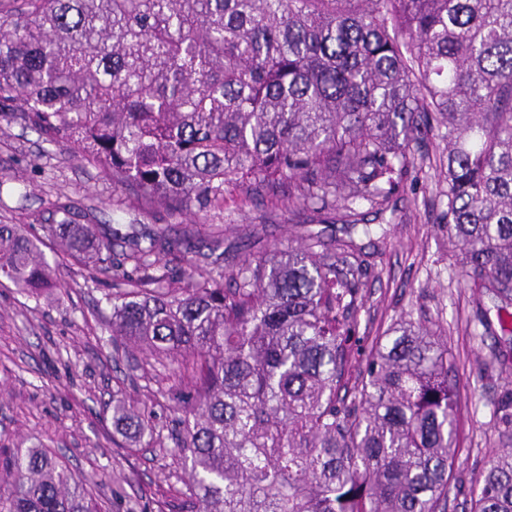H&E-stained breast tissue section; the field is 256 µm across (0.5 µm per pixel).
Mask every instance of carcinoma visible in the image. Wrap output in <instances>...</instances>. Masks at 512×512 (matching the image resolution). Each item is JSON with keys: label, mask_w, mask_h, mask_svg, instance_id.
Listing matches in <instances>:
<instances>
[{"label": "carcinoma", "mask_w": 512, "mask_h": 512, "mask_svg": "<svg viewBox=\"0 0 512 512\" xmlns=\"http://www.w3.org/2000/svg\"><path fill=\"white\" fill-rule=\"evenodd\" d=\"M15 114L175 220L123 234L60 206L41 239L0 224V277L60 296L45 239L92 282L111 273L112 361L171 382L185 512H444L458 408L444 337L397 324L355 377L354 264L309 233L226 271L210 220L240 190L341 210L351 235L355 206L382 208L410 144L442 128L444 228L512 341V0H22L0 7V115ZM112 426L156 437L123 390ZM1 472L0 512H102L40 446L0 448ZM471 493V512H512V446Z\"/></svg>", "instance_id": "carcinoma-1"}]
</instances>
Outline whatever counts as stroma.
I'll return each mask as SVG.
<instances>
[{
    "mask_svg": "<svg viewBox=\"0 0 512 512\" xmlns=\"http://www.w3.org/2000/svg\"><path fill=\"white\" fill-rule=\"evenodd\" d=\"M444 143L436 134L411 143L415 167L405 174L386 209L358 207L370 234L346 235L336 214L317 223L287 204L254 205L232 193L224 203V265L273 249L312 231L335 240L339 256L362 262L363 305L352 339L353 370L366 363L374 337L406 319L445 336L455 360L460 397L457 455L445 512H471V485L484 462L506 442L495 414L512 394V375L499 360L505 341L478 319L473 285L463 283L455 249L441 224L447 182L441 177ZM0 224H23L30 233L59 220L69 204L90 224H168L161 212L116 203L94 169L45 141L20 117H0ZM67 290L48 302L16 294L0 282V446L41 443L75 480H94L111 512H177L184 472L173 452L164 384L137 379L128 390L156 416L162 444L144 448L112 429V393L129 367H115L103 322L101 293L88 272L60 266Z\"/></svg>",
    "mask_w": 512,
    "mask_h": 512,
    "instance_id": "35a3bbf8",
    "label": "stroma"
}]
</instances>
